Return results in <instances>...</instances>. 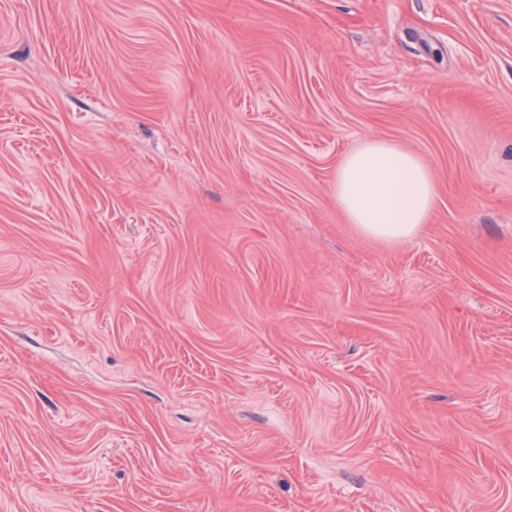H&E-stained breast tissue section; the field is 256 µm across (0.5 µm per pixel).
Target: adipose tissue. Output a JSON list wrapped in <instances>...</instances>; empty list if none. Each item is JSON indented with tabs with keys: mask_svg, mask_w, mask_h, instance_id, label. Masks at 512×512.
<instances>
[{
	"mask_svg": "<svg viewBox=\"0 0 512 512\" xmlns=\"http://www.w3.org/2000/svg\"><path fill=\"white\" fill-rule=\"evenodd\" d=\"M336 203L366 236L405 242L426 224L437 187L414 152L375 139L345 156L336 170Z\"/></svg>",
	"mask_w": 512,
	"mask_h": 512,
	"instance_id": "adipose-tissue-1",
	"label": "adipose tissue"
}]
</instances>
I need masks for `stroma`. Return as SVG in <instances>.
<instances>
[{
  "label": "stroma",
  "mask_w": 512,
  "mask_h": 512,
  "mask_svg": "<svg viewBox=\"0 0 512 512\" xmlns=\"http://www.w3.org/2000/svg\"><path fill=\"white\" fill-rule=\"evenodd\" d=\"M0 512H512V0H0ZM336 204L366 236L405 242L426 224L437 187L414 152L375 139L345 156L336 170Z\"/></svg>",
  "instance_id": "1"
}]
</instances>
